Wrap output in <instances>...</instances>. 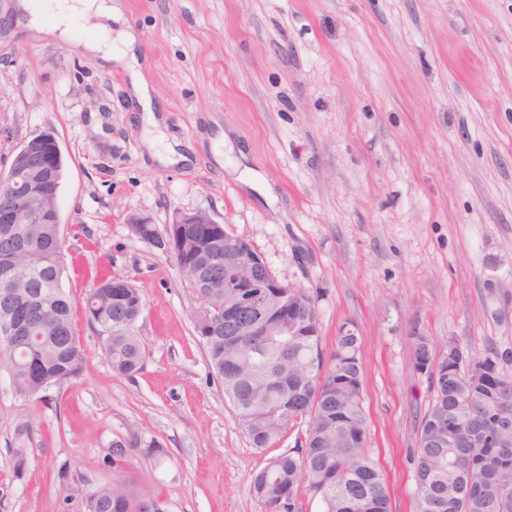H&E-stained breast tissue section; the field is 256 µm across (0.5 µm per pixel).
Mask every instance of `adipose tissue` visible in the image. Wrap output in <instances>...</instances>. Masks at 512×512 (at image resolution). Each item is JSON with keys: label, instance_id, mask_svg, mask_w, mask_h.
<instances>
[{"label": "adipose tissue", "instance_id": "adipose-tissue-1", "mask_svg": "<svg viewBox=\"0 0 512 512\" xmlns=\"http://www.w3.org/2000/svg\"><path fill=\"white\" fill-rule=\"evenodd\" d=\"M118 12L119 8L114 0H61L53 23H42L39 18L33 16L29 19V25L39 32L64 38L68 35V20L72 14H95L110 17L118 14ZM118 39L122 49L120 54L117 55L113 54L111 44L97 40L84 42L83 49L85 52L106 62L115 57L124 61L129 74L131 94L144 111V121L149 126L160 127L161 118L151 108L150 89L142 73V64L137 52L136 34L133 30L126 29L120 32Z\"/></svg>", "mask_w": 512, "mask_h": 512}]
</instances>
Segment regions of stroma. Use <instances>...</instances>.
Masks as SVG:
<instances>
[{
  "instance_id": "stroma-1",
  "label": "stroma",
  "mask_w": 512,
  "mask_h": 512,
  "mask_svg": "<svg viewBox=\"0 0 512 512\" xmlns=\"http://www.w3.org/2000/svg\"><path fill=\"white\" fill-rule=\"evenodd\" d=\"M16 3L0 0V175L23 141L55 133L63 286L80 306L99 275L132 277L146 358L114 374L83 322L79 384L22 398L0 370L8 512H86L68 488L119 478L168 512H268L251 475L298 433L251 446L195 335L200 300L127 223L137 214L162 232L197 210L314 293L325 348L352 324L364 453L392 512H418L413 457L434 381L415 366L417 337L497 352L512 374V0H121L120 17L83 18L67 39L18 21ZM128 27L161 130L191 145L190 163L149 157L125 69L75 47ZM27 423L17 481L14 433ZM134 434L141 446L114 467L112 444Z\"/></svg>"
}]
</instances>
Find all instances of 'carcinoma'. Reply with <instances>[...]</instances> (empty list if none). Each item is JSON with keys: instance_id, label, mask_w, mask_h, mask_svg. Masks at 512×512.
Wrapping results in <instances>:
<instances>
[{"instance_id": "obj_1", "label": "carcinoma", "mask_w": 512, "mask_h": 512, "mask_svg": "<svg viewBox=\"0 0 512 512\" xmlns=\"http://www.w3.org/2000/svg\"><path fill=\"white\" fill-rule=\"evenodd\" d=\"M133 234L161 251L169 235L153 224L133 225ZM55 224H26L17 236H0V256L30 282L14 294L0 295V319L18 310L27 312L29 331L20 336L0 335V369L8 372L17 395L31 397L49 386L78 383L87 356L76 329L75 310L62 285L66 272L64 243L57 242ZM178 267L206 265L199 289L207 316L194 320L197 340L205 350L212 373L224 386L250 444L269 448L283 434L306 424L305 438L293 451L268 459L251 476L254 495L270 512H299L297 497L308 493L319 499L322 512H391L382 475L361 453L367 439V417L355 386L363 365L356 349L359 336L338 331L330 353L322 347L319 318L312 307L296 298L260 307L265 325L293 320L295 336L284 337L288 353L255 336H232L238 326L236 299L224 295V225L179 224L176 230ZM108 276L88 294L85 313L102 336L104 352L116 374L131 376L140 370L144 347L134 331L145 300L127 280V287L110 288ZM448 358V375L437 378L434 397L424 419L448 411L453 447L432 448L422 443L416 451L419 512H512V455L500 458V448L476 435L472 415L512 446V417L501 412L496 386L512 381L497 362L465 354L454 341L441 349L419 336L414 359L423 371L440 356ZM32 426L15 433V477L22 479L29 459ZM141 444L137 435L111 447L112 464L125 462L129 449ZM91 512H166L165 503L145 486L118 479L92 492Z\"/></svg>"}]
</instances>
